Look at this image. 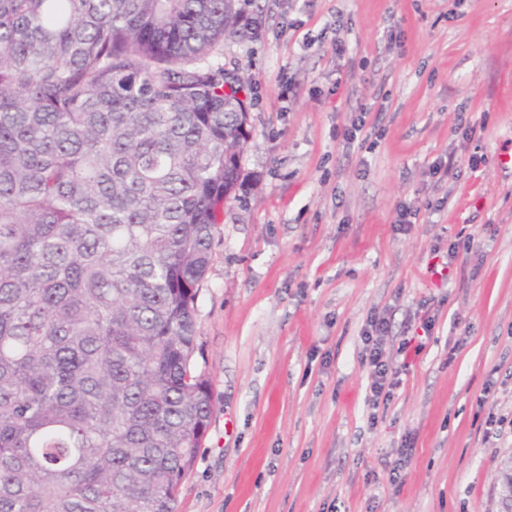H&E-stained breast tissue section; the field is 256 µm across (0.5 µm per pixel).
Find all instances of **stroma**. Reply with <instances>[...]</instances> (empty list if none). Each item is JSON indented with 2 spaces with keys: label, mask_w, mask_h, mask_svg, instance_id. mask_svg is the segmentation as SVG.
<instances>
[{
  "label": "stroma",
  "mask_w": 512,
  "mask_h": 512,
  "mask_svg": "<svg viewBox=\"0 0 512 512\" xmlns=\"http://www.w3.org/2000/svg\"><path fill=\"white\" fill-rule=\"evenodd\" d=\"M239 4L251 36L210 60L249 78L250 137L196 301L193 365L214 411L176 512H497L512 454V0ZM374 311L398 344L435 319L394 354L401 383L375 412L360 361Z\"/></svg>",
  "instance_id": "obj_1"
}]
</instances>
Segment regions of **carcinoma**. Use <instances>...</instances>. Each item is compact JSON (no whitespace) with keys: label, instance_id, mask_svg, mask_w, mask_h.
<instances>
[{"label":"carcinoma","instance_id":"carcinoma-1","mask_svg":"<svg viewBox=\"0 0 512 512\" xmlns=\"http://www.w3.org/2000/svg\"><path fill=\"white\" fill-rule=\"evenodd\" d=\"M238 0H0V512H176L240 186ZM504 460L498 503L512 512Z\"/></svg>","mask_w":512,"mask_h":512}]
</instances>
